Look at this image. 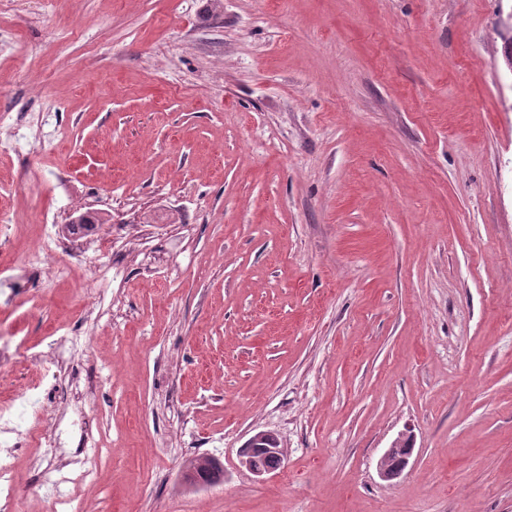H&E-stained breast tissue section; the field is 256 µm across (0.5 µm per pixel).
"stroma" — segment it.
Listing matches in <instances>:
<instances>
[{
	"label": "stroma",
	"instance_id": "1",
	"mask_svg": "<svg viewBox=\"0 0 512 512\" xmlns=\"http://www.w3.org/2000/svg\"><path fill=\"white\" fill-rule=\"evenodd\" d=\"M512 0H14L0 403L47 332L92 512H512ZM95 250L13 295L44 226ZM109 283L91 304L93 275ZM284 450L257 477V432ZM412 454L387 480L400 433ZM15 468L27 512L50 502ZM217 458L223 483L183 463ZM48 351L51 354V361L46 363L44 374L46 379L47 393L55 392L59 370L67 364L70 357L78 354L80 344L85 336H49ZM252 445L265 447V449H267L269 453L277 457H268L265 461V464L273 469L268 467L264 468L257 464L256 457L253 455V452L244 450L241 455V463L252 474H254L257 477H262L264 475L274 472V469L280 467V460L283 461L282 450L280 448L278 440L273 435L265 432L255 433L248 440L246 447ZM411 453L410 436L400 434L381 458L380 475L385 479L397 478L408 464ZM206 465L199 467L191 460L185 467L184 479L194 486H211L220 482L224 476V471L215 459L208 457Z\"/></svg>",
	"mask_w": 512,
	"mask_h": 512
}]
</instances>
